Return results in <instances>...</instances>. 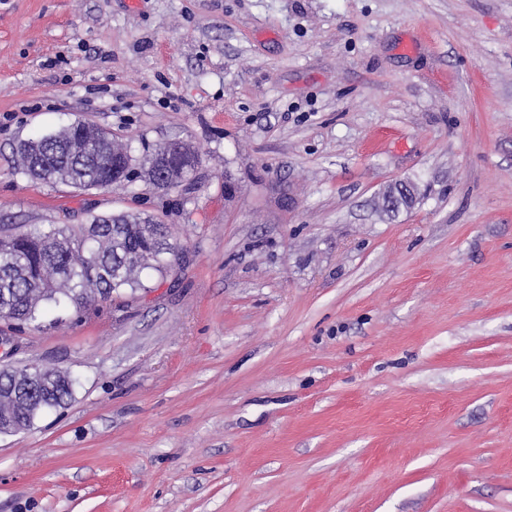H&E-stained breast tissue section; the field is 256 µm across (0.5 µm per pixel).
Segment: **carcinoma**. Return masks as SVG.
Listing matches in <instances>:
<instances>
[{
    "label": "carcinoma",
    "instance_id": "cac0c4a2",
    "mask_svg": "<svg viewBox=\"0 0 512 512\" xmlns=\"http://www.w3.org/2000/svg\"><path fill=\"white\" fill-rule=\"evenodd\" d=\"M164 150L197 155L179 141L149 149L148 178ZM127 152L111 132L78 119L21 143L17 170L48 183L107 188L122 182L112 177V155ZM180 251L169 225L136 213L96 216L79 226H19L0 238V320L17 330L39 325L49 305L79 314L93 302L144 287L145 270L166 276ZM73 393L74 380L59 367L1 365L0 434L33 428L46 412L65 407Z\"/></svg>",
    "mask_w": 512,
    "mask_h": 512
}]
</instances>
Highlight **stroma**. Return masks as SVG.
Segmentation results:
<instances>
[{"instance_id": "stroma-1", "label": "stroma", "mask_w": 512, "mask_h": 512, "mask_svg": "<svg viewBox=\"0 0 512 512\" xmlns=\"http://www.w3.org/2000/svg\"><path fill=\"white\" fill-rule=\"evenodd\" d=\"M76 119L200 163L17 172ZM119 212L180 261L18 333L0 512H512V0H0V226ZM164 150L170 151L172 153H180V154L186 155V156H195L196 155V160L193 157H178L176 159V161H178V162H183L185 168L191 169L194 166L196 167L197 163L199 161L198 152L196 150H194L192 147H190L189 145L184 144L179 141L164 143L162 145L153 147L151 150L148 148L147 154L145 157V163L148 164L146 174H147L149 180L152 182H153L152 178H153V174H154L156 157ZM169 159H170V156L167 154H160L157 158V168L159 169L160 172H162V173H160L159 178L156 181V184L158 186L163 187L165 185V182L163 181V174H164L163 170L165 168H167ZM196 161H197V163H196ZM29 365L0 366V434L30 430L43 414L65 407L73 397L74 380L69 372L56 366Z\"/></svg>"}]
</instances>
